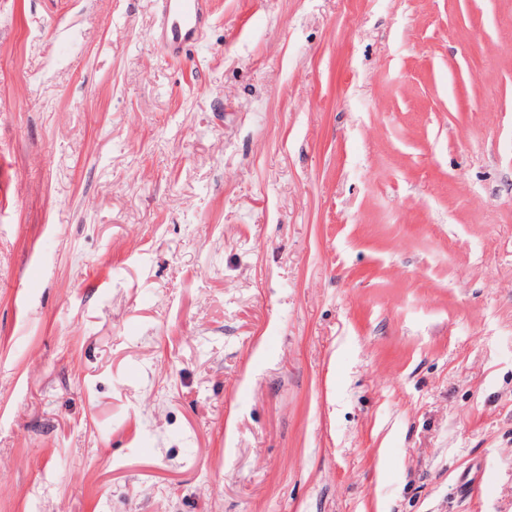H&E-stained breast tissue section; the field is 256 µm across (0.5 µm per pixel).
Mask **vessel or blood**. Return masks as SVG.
<instances>
[{"instance_id": "vessel-or-blood-1", "label": "vessel or blood", "mask_w": 512, "mask_h": 512, "mask_svg": "<svg viewBox=\"0 0 512 512\" xmlns=\"http://www.w3.org/2000/svg\"><path fill=\"white\" fill-rule=\"evenodd\" d=\"M158 25L151 39L173 59H181L208 24L211 0H155Z\"/></svg>"}]
</instances>
